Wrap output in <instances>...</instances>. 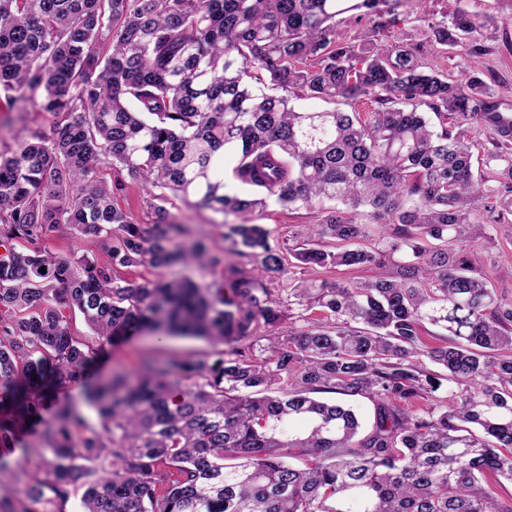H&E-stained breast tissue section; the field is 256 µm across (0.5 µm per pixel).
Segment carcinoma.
<instances>
[{
  "instance_id": "carcinoma-1",
  "label": "carcinoma",
  "mask_w": 512,
  "mask_h": 512,
  "mask_svg": "<svg viewBox=\"0 0 512 512\" xmlns=\"http://www.w3.org/2000/svg\"><path fill=\"white\" fill-rule=\"evenodd\" d=\"M392 1L0 0V93L51 116L50 133L0 155V411L32 415L45 391L82 379L94 351L66 309L114 344L165 330L236 354L86 386L103 431L73 438L84 418L61 408L52 458L10 512H64L75 489L83 512H512L498 493L512 482V300L471 252L512 215V125L477 72L462 83L424 69V42L336 38L348 12L380 32ZM430 30L458 56L484 51L487 22L464 6ZM261 76L283 94L248 84ZM303 96L339 107L300 112L291 98ZM361 99L376 104L365 118L351 111ZM422 106L456 124L435 128ZM474 123L493 146L478 160ZM228 154L239 194L226 190ZM128 176L161 190L153 223L114 205ZM165 189L239 216L272 196L332 201L291 251L296 267L376 273L295 283L288 305L333 323L272 336L264 357L235 349L285 320L264 284L287 273L283 250L259 224L228 225L224 239L260 257L255 273L231 270L230 297L122 278L142 262L224 267L201 239L174 246L189 231ZM370 223L383 232L364 249ZM66 229L109 241L106 262L50 251ZM428 323L444 344L425 340ZM318 393L370 396L373 425L360 432L352 409ZM299 418L308 428L287 431Z\"/></svg>"
}]
</instances>
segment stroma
Returning a JSON list of instances; mask_svg holds the SVG:
<instances>
[{
    "instance_id": "1",
    "label": "stroma",
    "mask_w": 512,
    "mask_h": 512,
    "mask_svg": "<svg viewBox=\"0 0 512 512\" xmlns=\"http://www.w3.org/2000/svg\"><path fill=\"white\" fill-rule=\"evenodd\" d=\"M455 3L456 0H425L420 11L424 18L419 21L410 5L404 2L395 9V23L381 31L377 39L382 44L423 40L431 34L430 24L451 14ZM467 7L490 19L493 24L492 37L486 41V50L477 57L476 65L481 78L494 89L498 110L512 115V0H467ZM50 124L49 115L32 107L17 110L5 97L0 96V154H11L32 132L48 130ZM166 198L165 206L177 223L187 225L193 236L204 238L213 250L223 251L226 227L237 223V216H225L196 207L171 192L167 193ZM328 212L327 205L320 203L291 210L271 200L266 206L254 210L249 221L263 225L275 242L288 249L300 243L309 226L321 223ZM490 234V239L480 240L474 248L478 266L488 277L491 288L512 299V224L494 225ZM120 274L127 280L146 286L157 281L187 277L205 288L224 278L218 269L202 270L194 266L155 269L146 264L121 269ZM371 275L368 269L336 271L317 267L304 271L297 268L291 276L269 278L265 284L272 297L284 300L288 297L289 280L293 277L302 276L318 283L325 280L352 283L370 278ZM66 317L72 333L95 353L87 376L92 383L110 379L116 372L135 377L141 371L142 360L147 357L161 361L192 358L211 362L220 358L223 350L222 345L204 338L160 336L151 332L115 346L94 336L79 311H67ZM64 403L78 407L88 426L99 427V417L87 405L83 388L78 384L56 390L51 398L42 403L33 421H16L11 427V447L0 450V460L5 462L7 470L6 477L0 480V512H11L23 499L31 475L40 462L38 452L45 446L44 429L57 405Z\"/></svg>"
}]
</instances>
